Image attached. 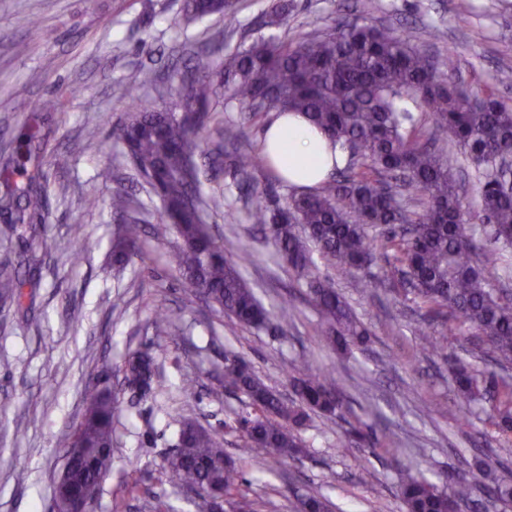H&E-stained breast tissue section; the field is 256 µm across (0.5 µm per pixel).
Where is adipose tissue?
<instances>
[{"instance_id": "obj_1", "label": "adipose tissue", "mask_w": 512, "mask_h": 512, "mask_svg": "<svg viewBox=\"0 0 512 512\" xmlns=\"http://www.w3.org/2000/svg\"><path fill=\"white\" fill-rule=\"evenodd\" d=\"M269 153L280 154L277 168L289 183L316 187L330 173L337 155L324 133L303 115L282 113L269 122L262 134Z\"/></svg>"}]
</instances>
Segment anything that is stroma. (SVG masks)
Wrapping results in <instances>:
<instances>
[{
	"mask_svg": "<svg viewBox=\"0 0 512 512\" xmlns=\"http://www.w3.org/2000/svg\"><path fill=\"white\" fill-rule=\"evenodd\" d=\"M237 24L218 16L192 23L182 18L183 0H0V170L26 168L37 174L45 195L41 232L49 253L34 271L33 300L0 308V512H49L65 465L59 441L80 421L86 385L102 366L113 369L119 389L113 420L112 470L92 512H145L150 494L161 495L174 512H195L191 495L163 473L177 442L182 419L191 418L223 437L241 476L240 489L260 512H296L297 495L319 492L336 512H405L398 491L406 469L422 473L440 488L484 468L512 478V461L494 450L503 435L487 407L466 405L456 395L447 360L470 355L459 341L443 342L430 357L420 354L414 335L420 316L401 291L393 263L377 257L369 272L373 288L360 291L353 273L322 257L316 273L352 305L370 336L347 351L328 348L320 316L307 300L305 282L279 263L268 237L248 218V201L224 170L205 191L224 194L206 221L226 255L249 245L254 262L243 275L271 312L282 303L290 319L277 332L236 324L212 304L190 296L168 266L179 240L153 238L159 199L137 173L112 129L129 106L126 87L137 71H151L141 95L177 100L174 72L196 51L215 60L254 38L269 34L265 21L275 0H235ZM376 21L404 30L419 48L452 61L454 76L470 91L495 83L512 67V0H473L460 13L456 0H377ZM358 0H291L277 35L296 39L312 29L354 17ZM441 29L443 40L430 37ZM224 115L227 151L256 147L272 113L252 117L237 104H218ZM96 125L100 135L87 140ZM37 137L27 140L28 128ZM66 154L69 165L54 164ZM114 178L102 185L100 168ZM128 193L145 202L134 210L145 232L138 256L125 268L112 260V231L118 221L112 197ZM100 199L96 211L87 196ZM87 247L80 260L72 251ZM170 318V336L156 335V309ZM150 350L156 364L154 391L138 396L122 386L125 358ZM238 355L284 397L303 368L326 369L339 379L349 402L341 418L312 416L300 435L309 455L277 463L242 448L229 425L251 411L249 400L224 388V358ZM197 379L194 394L180 390L183 376ZM373 425L389 439L394 454L368 444L347 446L357 423ZM28 472L25 483L16 469Z\"/></svg>",
	"mask_w": 512,
	"mask_h": 512,
	"instance_id": "obj_1",
	"label": "stroma"
}]
</instances>
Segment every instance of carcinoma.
<instances>
[{"label": "carcinoma", "mask_w": 512, "mask_h": 512, "mask_svg": "<svg viewBox=\"0 0 512 512\" xmlns=\"http://www.w3.org/2000/svg\"><path fill=\"white\" fill-rule=\"evenodd\" d=\"M377 0H359V17L335 28L315 31L295 41L258 36L220 65L199 52L176 73L177 94L188 118L166 112L157 100L136 96L130 112L113 130L138 173L161 202L153 234L159 241L174 232L180 240L168 255L170 268L195 298L205 300L239 324L262 329L270 312L248 287L241 267L253 260L245 246L235 258L209 232L204 207L217 199L204 193L201 175L214 179L224 167L221 146L204 145L212 135L224 137L211 102H236L257 116L262 112H300L345 154L342 164L318 187H294L285 205L271 206L251 173L264 170L283 182L259 146L230 158L240 189L251 199V223L269 229L280 259L297 279L306 281L321 316L322 334L346 347L367 331L344 297L314 273L312 251L337 268L365 272L375 254L397 264L406 293L424 311L428 325L456 338L474 335L480 349L502 368L512 365V297L498 295L490 283L498 278L502 250L512 249V107L490 86L472 93L442 72L429 53L410 44L394 27L373 21ZM186 21L218 15L224 25L236 22L234 0H184ZM433 128L424 130L423 115ZM456 151L476 167L481 185L485 238L467 233L464 200L452 157ZM139 202L128 194L112 197V211L126 215ZM0 208L15 211L12 231L45 210V198L28 177L0 196ZM375 228L378 234L370 235ZM143 226L125 219L112 240L116 262L139 251ZM23 281L11 262H0V301L20 302ZM130 382L153 384L154 358L147 350L128 357L122 367ZM457 393L468 402H487L490 418L503 434L512 432V378L450 363ZM112 369H102L85 391L80 423L64 435L65 474L55 488L52 509L96 497L112 468ZM224 385L244 394L253 412L239 421L243 447L276 462L306 455L300 430L311 415H340L343 392L330 373L308 369L293 379L291 401L267 386L238 356L224 364ZM164 474L181 488H207L224 502L240 501L239 475L224 452V442L195 421L181 423L175 451ZM477 479L453 480L440 490L420 474L407 475L400 486L406 512H456L462 502L476 503ZM484 494L512 500V484L492 478ZM299 512H331L321 495L299 501Z\"/></svg>", "instance_id": "obj_1"}]
</instances>
